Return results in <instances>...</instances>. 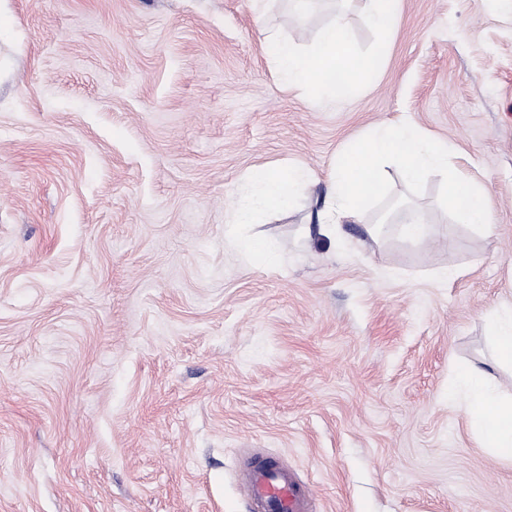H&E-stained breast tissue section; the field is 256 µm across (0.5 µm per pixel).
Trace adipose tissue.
I'll return each instance as SVG.
<instances>
[{
	"instance_id": "obj_1",
	"label": "adipose tissue",
	"mask_w": 512,
	"mask_h": 512,
	"mask_svg": "<svg viewBox=\"0 0 512 512\" xmlns=\"http://www.w3.org/2000/svg\"><path fill=\"white\" fill-rule=\"evenodd\" d=\"M265 54L275 64L280 83L289 89H308L315 105H332L366 83L371 72L353 49L346 10H338L322 30L316 45L302 50L292 41L274 34L264 36ZM454 152L451 144L430 138L406 119L375 126L364 138L351 144L333 168L329 191L316 221L323 233L341 241L342 225L359 220L383 189L382 167L397 163L408 183L416 184L436 174L446 179L449 206L460 223L484 235H492L489 200L476 184L448 171ZM246 180L250 197L231 214L232 224L251 223L256 210L288 208L296 189L312 183L304 169L257 168ZM456 384L449 398L462 405L474 432L484 447L512 456V398L501 397L489 384L486 368L470 364L456 371Z\"/></svg>"
}]
</instances>
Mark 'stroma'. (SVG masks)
Instances as JSON below:
<instances>
[{
  "label": "stroma",
  "instance_id": "1",
  "mask_svg": "<svg viewBox=\"0 0 512 512\" xmlns=\"http://www.w3.org/2000/svg\"><path fill=\"white\" fill-rule=\"evenodd\" d=\"M288 0H0V512H246L243 460L280 457L316 512H512V461L448 397L512 302V18L496 0H399L371 81L331 107L282 90ZM399 118L456 148L493 236L433 175L330 247L309 220L348 144ZM315 180L225 240L251 169ZM423 211L411 243L392 204ZM458 270L442 282L439 270ZM398 232L402 239L420 242L432 236L435 229L429 224L426 215L421 211L410 213L402 224H398Z\"/></svg>",
  "mask_w": 512,
  "mask_h": 512
}]
</instances>
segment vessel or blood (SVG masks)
I'll return each mask as SVG.
<instances>
[{"label": "vessel or blood", "instance_id": "b4317fda", "mask_svg": "<svg viewBox=\"0 0 512 512\" xmlns=\"http://www.w3.org/2000/svg\"><path fill=\"white\" fill-rule=\"evenodd\" d=\"M243 473L247 499L256 512H314L311 488L278 461L253 456Z\"/></svg>", "mask_w": 512, "mask_h": 512}]
</instances>
